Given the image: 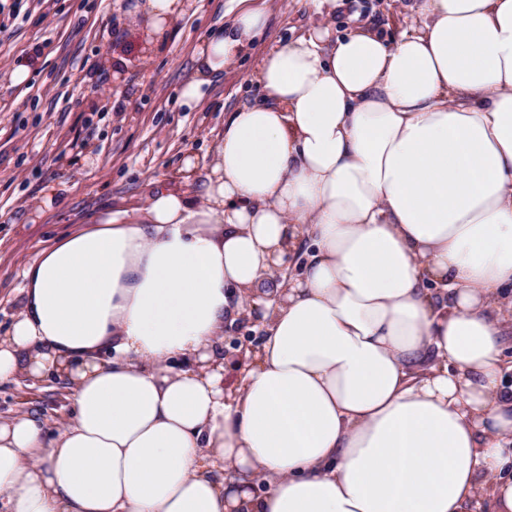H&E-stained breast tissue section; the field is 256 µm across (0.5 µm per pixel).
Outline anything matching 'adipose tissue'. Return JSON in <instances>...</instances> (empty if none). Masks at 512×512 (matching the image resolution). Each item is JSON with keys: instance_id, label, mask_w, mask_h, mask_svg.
Returning a JSON list of instances; mask_svg holds the SVG:
<instances>
[{"instance_id": "obj_1", "label": "adipose tissue", "mask_w": 512, "mask_h": 512, "mask_svg": "<svg viewBox=\"0 0 512 512\" xmlns=\"http://www.w3.org/2000/svg\"><path fill=\"white\" fill-rule=\"evenodd\" d=\"M187 8L144 0L147 43ZM417 13L390 41L320 25L272 50L198 189L27 268L0 381L64 380L73 421L0 420V512H512V0ZM265 23L237 0L182 106ZM237 296L268 334L228 391Z\"/></svg>"}]
</instances>
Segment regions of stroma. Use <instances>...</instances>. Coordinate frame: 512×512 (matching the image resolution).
<instances>
[{"instance_id": "stroma-1", "label": "stroma", "mask_w": 512, "mask_h": 512, "mask_svg": "<svg viewBox=\"0 0 512 512\" xmlns=\"http://www.w3.org/2000/svg\"><path fill=\"white\" fill-rule=\"evenodd\" d=\"M136 0H0V332L18 315L24 272L42 251L108 213L144 208L159 188L190 190L188 155L211 146L231 113L261 103L251 83L261 59L322 23L393 38L416 0H258L267 23L255 44L204 89L195 110L180 88L196 75L195 49L230 27L233 0H190L163 41L143 47ZM28 66L16 86L11 70ZM264 338L260 314L224 323V387L236 388L243 353ZM36 415L48 433L72 417L57 378L0 382V418Z\"/></svg>"}]
</instances>
